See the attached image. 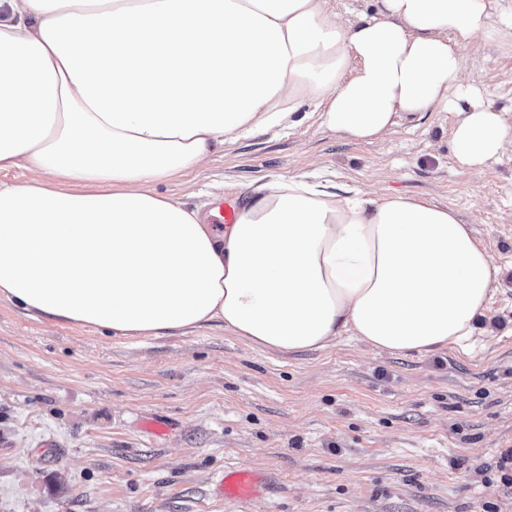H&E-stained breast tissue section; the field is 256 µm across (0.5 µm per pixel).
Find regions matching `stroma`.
<instances>
[{"label":"stroma","instance_id":"stroma-1","mask_svg":"<svg viewBox=\"0 0 512 512\" xmlns=\"http://www.w3.org/2000/svg\"><path fill=\"white\" fill-rule=\"evenodd\" d=\"M467 71L512 117V47L477 41ZM456 112L400 115L347 138L305 118L226 145L154 183L191 210L288 177L453 209L503 274L485 348L398 355L344 340L317 352L249 346L215 324L144 339L24 315L0 299V512H512V147L455 158ZM166 419L165 440L142 424ZM265 494L224 503V469Z\"/></svg>","mask_w":512,"mask_h":512}]
</instances>
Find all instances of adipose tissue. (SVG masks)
<instances>
[{
	"label": "adipose tissue",
	"mask_w": 512,
	"mask_h": 512,
	"mask_svg": "<svg viewBox=\"0 0 512 512\" xmlns=\"http://www.w3.org/2000/svg\"><path fill=\"white\" fill-rule=\"evenodd\" d=\"M376 2L347 24L331 0H0V170L35 174L0 183V299L127 339L216 322L278 352L484 348L500 268L452 209L291 177L220 229L144 189L304 108L358 140L449 109L457 160H497L512 119L463 51L512 45V0Z\"/></svg>",
	"instance_id": "adipose-tissue-1"
}]
</instances>
